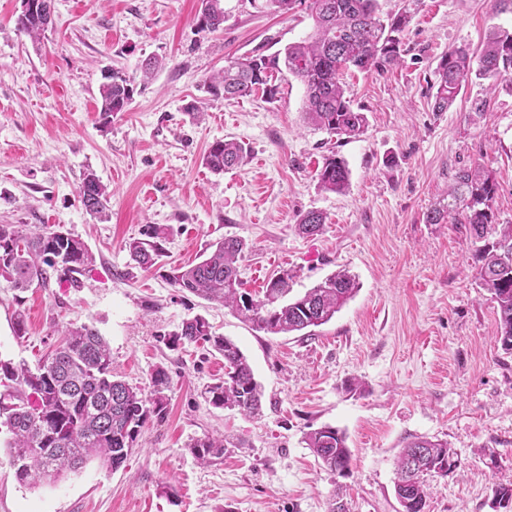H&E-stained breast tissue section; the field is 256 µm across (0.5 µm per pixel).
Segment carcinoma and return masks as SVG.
Instances as JSON below:
<instances>
[{"label":"carcinoma","mask_w":512,"mask_h":512,"mask_svg":"<svg viewBox=\"0 0 512 512\" xmlns=\"http://www.w3.org/2000/svg\"><path fill=\"white\" fill-rule=\"evenodd\" d=\"M378 0H311L313 33L308 39L285 47L283 55L256 54L229 57L224 69L205 81L215 97L246 98L260 92L272 100L279 86L274 73L287 71L304 87V113L309 123L331 135L355 138L365 132L367 117L354 107L346 94L344 74L351 69L383 72L398 64L402 53L400 33L409 23L401 13L388 20L377 13ZM51 13L23 11L16 28L30 37L46 31ZM197 26L217 31L224 26L222 0H200ZM436 92L433 111L445 112L472 77L497 81L512 76V32L492 27L478 55L459 47L441 56L435 68ZM99 89V112H123L135 93V80L112 70L104 75ZM245 155L244 146L234 140L213 142L203 157L215 173L237 167ZM350 181L346 162L331 155L318 173L319 187L342 193ZM497 185L480 166L463 168L455 176L447 202L426 216L429 224L453 219L469 225L480 262L479 279L497 304L499 342L512 353V224L496 223L494 202ZM79 200L90 215H106L111 193L93 173L85 174ZM326 217L317 211L301 216L298 228L307 236L319 234ZM132 261L150 269L161 256L157 242L133 240L127 245ZM247 243L228 237L211 246L206 257L168 274L172 285L204 300L231 308L264 333L278 335L301 332L328 323L354 296L358 285L348 272L340 270L304 294L288 298V274L272 276L263 297L254 298L241 288L237 261ZM93 261L84 243L60 230L46 226L27 231L20 225L0 224V277L14 288L33 285L45 288L51 279L79 286L78 275ZM175 349L186 342L204 341L224 356V378L207 386L205 398L219 408L236 410L245 416L259 414L263 391L255 380L240 348L218 336L206 318L184 321L178 331L163 337ZM0 423L14 436L9 444L18 480L26 485L50 484L82 469L98 457L113 470L127 460L142 428L153 415L163 414L169 387L165 369L151 376V390L144 393L114 378L108 343L88 325L65 332L64 343L38 366L36 371L0 360ZM306 443L318 462L344 476L351 453L346 436L332 426L307 434ZM198 461L207 464L224 456V440L214 436L191 445ZM457 468L448 443L415 437L408 441L397 461L395 496L402 512H424L425 481L444 476Z\"/></svg>","instance_id":"cac0c4a2"}]
</instances>
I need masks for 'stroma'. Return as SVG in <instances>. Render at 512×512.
Masks as SVG:
<instances>
[{
	"label": "stroma",
	"instance_id": "obj_1",
	"mask_svg": "<svg viewBox=\"0 0 512 512\" xmlns=\"http://www.w3.org/2000/svg\"><path fill=\"white\" fill-rule=\"evenodd\" d=\"M223 4L224 28L209 33L197 27L199 0H54L53 24L34 41L15 25L22 0H0V224L47 225L95 257L77 288L21 290L0 278V359L36 366L66 326L87 324L120 379L146 392L161 367L170 380L164 413L116 470L94 459L58 483L21 484L1 431L0 512H328L335 497L349 512H399L397 460L414 437L447 442L458 460L428 479L425 512H505L492 488L512 480V354L497 341L467 225L426 215L459 169L480 165L498 186V223L512 224V86L476 80L448 111L430 105L440 57L479 49L512 16L493 14L492 0H379L381 15L410 17L403 53L384 72L346 75L368 127L341 139L306 123L291 75L272 100L207 92L226 58L270 56L312 32L304 0L282 16L264 0ZM150 57L163 61L152 79L102 118L105 72L138 79ZM477 99L485 111H473ZM224 138L247 153L215 174L203 157ZM333 154L350 170L342 194L317 183ZM89 171L112 192L107 220L79 201ZM310 210L326 216L314 238L298 231ZM154 226L164 252L145 271L126 244ZM226 237L248 244L237 266L253 294L285 272L297 296L342 269L359 289L313 335L256 331L167 279ZM197 315L246 356L263 388L260 416L206 402L223 356L163 344ZM325 425L347 437V476L325 470L304 442ZM207 435L224 436L227 449L203 465L190 446Z\"/></svg>",
	"mask_w": 512,
	"mask_h": 512
}]
</instances>
